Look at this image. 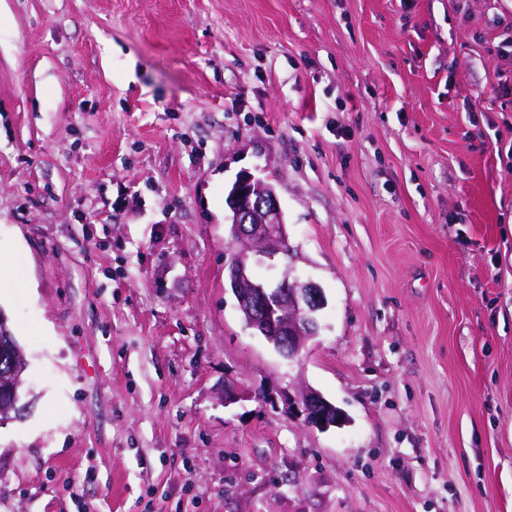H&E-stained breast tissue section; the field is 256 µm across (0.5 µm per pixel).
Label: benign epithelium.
Instances as JSON below:
<instances>
[{
	"mask_svg": "<svg viewBox=\"0 0 512 512\" xmlns=\"http://www.w3.org/2000/svg\"><path fill=\"white\" fill-rule=\"evenodd\" d=\"M235 238L252 244L256 262L288 253L285 219L275 187L248 171L237 175L229 191ZM249 256L228 263L224 288L233 294L247 327L258 331L284 356L298 355L306 340L317 330L314 313L325 305L321 288L311 281L283 278L269 286L251 278ZM6 405L0 417L16 409L17 385L4 382ZM307 425L327 430L347 421L346 414L320 394L305 390L297 402Z\"/></svg>",
	"mask_w": 512,
	"mask_h": 512,
	"instance_id": "1",
	"label": "benign epithelium"
}]
</instances>
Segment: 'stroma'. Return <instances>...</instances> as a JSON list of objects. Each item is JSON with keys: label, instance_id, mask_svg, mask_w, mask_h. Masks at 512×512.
Here are the masks:
<instances>
[{"label": "stroma", "instance_id": "obj_1", "mask_svg": "<svg viewBox=\"0 0 512 512\" xmlns=\"http://www.w3.org/2000/svg\"><path fill=\"white\" fill-rule=\"evenodd\" d=\"M510 28L512 0H0V512H512ZM243 171L290 249L253 276L325 296L291 360L224 289ZM297 401L294 403H297L308 426L326 430L332 426H341L347 421V416L341 409L314 391H302Z\"/></svg>", "mask_w": 512, "mask_h": 512}]
</instances>
